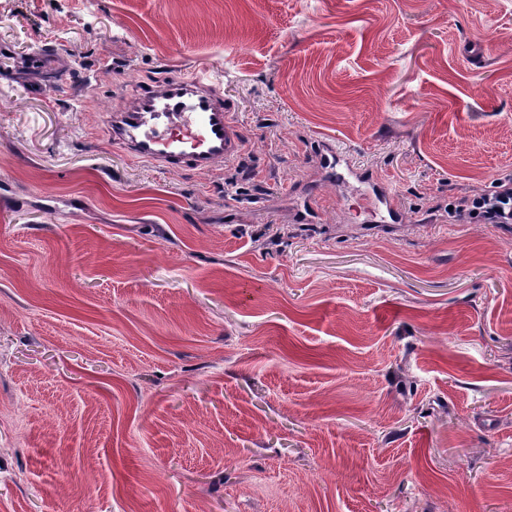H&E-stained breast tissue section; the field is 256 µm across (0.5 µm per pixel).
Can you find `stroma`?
Returning a JSON list of instances; mask_svg holds the SVG:
<instances>
[{
  "mask_svg": "<svg viewBox=\"0 0 512 512\" xmlns=\"http://www.w3.org/2000/svg\"><path fill=\"white\" fill-rule=\"evenodd\" d=\"M203 64L235 157L113 145ZM510 174L512 0H0V512H512ZM324 150L321 154L322 161L328 166L335 167L344 165L348 174L360 183H367L370 185L367 191L363 193V199L369 207L380 208L383 207L388 217L392 222L400 220V210L396 194L392 191L390 186L380 180H377L373 173L368 170L357 168L351 164L346 154L335 144L324 141ZM453 206V209H449ZM448 221L512 224V177L498 179L494 190L457 197L448 203Z\"/></svg>",
  "mask_w": 512,
  "mask_h": 512,
  "instance_id": "1",
  "label": "stroma"
}]
</instances>
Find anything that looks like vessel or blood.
Listing matches in <instances>:
<instances>
[{"instance_id": "obj_1", "label": "vessel or blood", "mask_w": 512, "mask_h": 512, "mask_svg": "<svg viewBox=\"0 0 512 512\" xmlns=\"http://www.w3.org/2000/svg\"><path fill=\"white\" fill-rule=\"evenodd\" d=\"M110 134L113 144L135 160L171 171L211 170L217 160L234 157L242 147L229 118L223 77L208 67L145 88L113 111ZM321 158L328 167L345 166L351 177L367 184V206L384 208L391 221L399 220L397 197L387 183L351 165L333 143L325 144Z\"/></svg>"}]
</instances>
